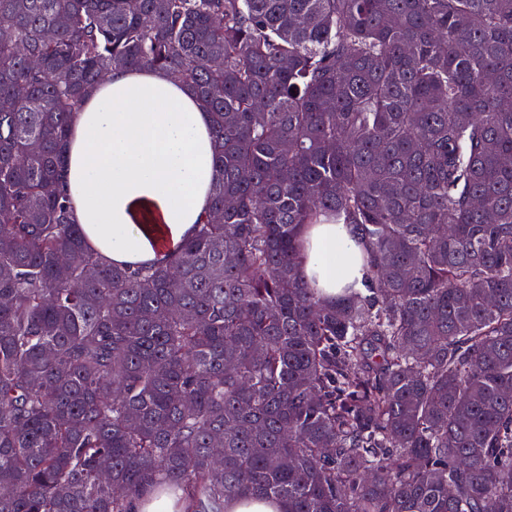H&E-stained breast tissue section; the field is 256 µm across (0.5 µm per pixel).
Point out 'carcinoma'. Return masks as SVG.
Listing matches in <instances>:
<instances>
[{
  "mask_svg": "<svg viewBox=\"0 0 512 512\" xmlns=\"http://www.w3.org/2000/svg\"><path fill=\"white\" fill-rule=\"evenodd\" d=\"M1 24L0 512H512V0H0ZM145 67L210 110L224 223L110 266L71 222L69 119ZM323 215L363 248L333 300L299 275Z\"/></svg>",
  "mask_w": 512,
  "mask_h": 512,
  "instance_id": "carcinoma-1",
  "label": "carcinoma"
}]
</instances>
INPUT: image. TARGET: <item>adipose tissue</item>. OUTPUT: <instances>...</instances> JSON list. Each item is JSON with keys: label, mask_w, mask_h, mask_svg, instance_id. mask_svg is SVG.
<instances>
[{"label": "adipose tissue", "mask_w": 512, "mask_h": 512, "mask_svg": "<svg viewBox=\"0 0 512 512\" xmlns=\"http://www.w3.org/2000/svg\"><path fill=\"white\" fill-rule=\"evenodd\" d=\"M71 218L108 264L163 261L211 209L212 115L163 69L109 74L71 118L66 147ZM301 274L325 295L361 281V250L328 218L307 225Z\"/></svg>", "instance_id": "obj_1"}]
</instances>
